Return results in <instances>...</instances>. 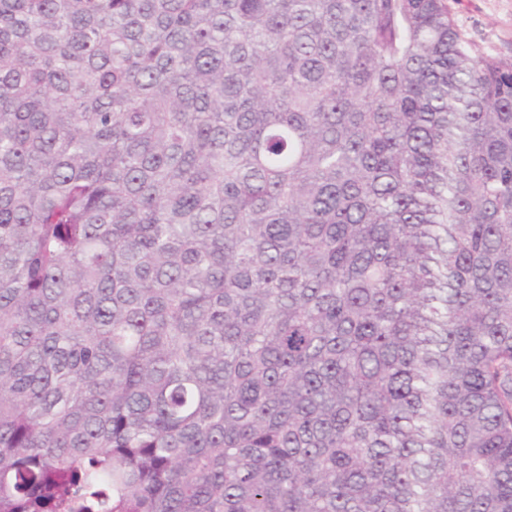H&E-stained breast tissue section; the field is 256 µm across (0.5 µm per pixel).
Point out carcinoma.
<instances>
[{
    "label": "carcinoma",
    "mask_w": 512,
    "mask_h": 512,
    "mask_svg": "<svg viewBox=\"0 0 512 512\" xmlns=\"http://www.w3.org/2000/svg\"><path fill=\"white\" fill-rule=\"evenodd\" d=\"M0 512H512V60L0 0Z\"/></svg>",
    "instance_id": "obj_1"
}]
</instances>
